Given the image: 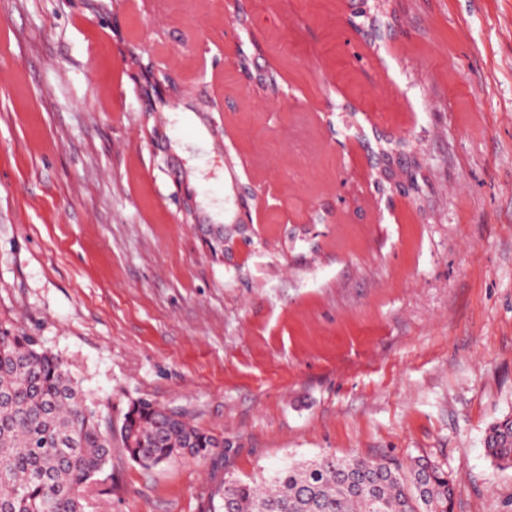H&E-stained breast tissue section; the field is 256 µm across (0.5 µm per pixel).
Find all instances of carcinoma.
Instances as JSON below:
<instances>
[{"label":"carcinoma","mask_w":512,"mask_h":512,"mask_svg":"<svg viewBox=\"0 0 512 512\" xmlns=\"http://www.w3.org/2000/svg\"><path fill=\"white\" fill-rule=\"evenodd\" d=\"M119 436L145 468L231 448L146 400L128 405ZM485 450L498 467L512 468L511 415L490 427ZM111 457L112 419L88 402L67 362L0 323V512H86L84 492ZM453 495L448 472L425 459L325 455L247 480L227 472L208 512H451Z\"/></svg>","instance_id":"cac0c4a2"}]
</instances>
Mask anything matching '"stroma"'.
I'll use <instances>...</instances> for the list:
<instances>
[{
  "label": "stroma",
  "instance_id": "obj_1",
  "mask_svg": "<svg viewBox=\"0 0 512 512\" xmlns=\"http://www.w3.org/2000/svg\"><path fill=\"white\" fill-rule=\"evenodd\" d=\"M0 322L113 421L146 399L232 446L114 447L89 512L326 454L512 512V0H0ZM485 450L502 469L512 468V416L495 422L485 439Z\"/></svg>",
  "mask_w": 512,
  "mask_h": 512
}]
</instances>
